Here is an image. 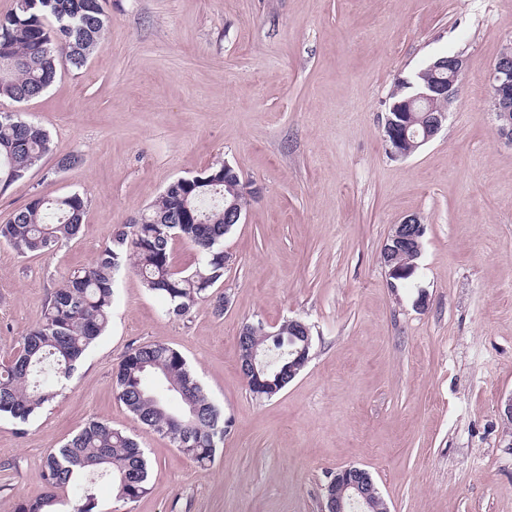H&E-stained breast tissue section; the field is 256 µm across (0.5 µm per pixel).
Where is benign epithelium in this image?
I'll return each mask as SVG.
<instances>
[{"instance_id":"7a95c632","label":"benign epithelium","mask_w":512,"mask_h":512,"mask_svg":"<svg viewBox=\"0 0 512 512\" xmlns=\"http://www.w3.org/2000/svg\"><path fill=\"white\" fill-rule=\"evenodd\" d=\"M431 68L438 77L426 86V90L388 107L390 112L424 113V122L418 128L410 121L396 122L391 116H386L384 139L388 143V155L394 160L408 158L401 150L403 143L408 142L417 149L432 141L442 129L451 105L458 98L459 82L464 68L462 57L448 55L433 63ZM490 89L491 111L495 114L497 134L499 138L512 144L511 53L504 52L498 57L490 76ZM423 234L424 224L415 215H408L401 223L393 225L383 247L389 276L398 279L414 273L416 264L404 266L395 263V258L406 252L420 256V238ZM289 324L296 333V336L289 338V342L296 339L302 341V348L290 350L294 358L288 364V380L292 381L309 360L311 336L308 326L302 320L291 319ZM243 371L247 379L255 382L260 381V375L266 372L258 359L256 348L248 350ZM334 478L345 483L346 488L351 490L350 499L346 501L342 496L331 495L328 497V504L322 506V512H349L351 508L358 509V512H371L376 507L377 489L368 471L353 465L347 466L336 471Z\"/></svg>"}]
</instances>
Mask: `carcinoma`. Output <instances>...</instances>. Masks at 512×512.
<instances>
[{"mask_svg": "<svg viewBox=\"0 0 512 512\" xmlns=\"http://www.w3.org/2000/svg\"><path fill=\"white\" fill-rule=\"evenodd\" d=\"M102 0H16V8L0 15V96L28 101L56 79L61 62L80 69L104 37ZM433 75L422 68L412 74L414 87L394 91L391 102L419 91ZM53 151L49 133L35 120L0 113V187L21 179ZM247 205L244 187L224 176V163L201 176L176 180L156 197L128 229L115 233L94 262L69 277L49 296L42 320L21 338L19 355L0 366V416L22 423L51 403L58 387L70 378L77 361L106 330L112 314L114 275L127 263L145 288L163 297L170 316L182 318L224 280V236L234 225L224 223V199ZM87 199L78 192L47 199L34 196L10 220L0 224V241L19 254L40 255L79 234ZM192 244L198 258L189 271L172 265V244ZM277 336H252L266 353L268 379L288 366V323ZM155 376L162 392L145 385ZM117 399L145 429L158 433L200 465L214 459L231 421L206 396L185 357L153 342L129 347L115 371ZM177 397L182 414L168 413L165 395ZM201 407L194 428L178 421L190 405ZM44 494L23 500L16 512H99L98 481L112 482L115 498L134 502L148 491L149 463L138 442L104 421L91 420L56 451L47 455L40 473ZM69 488L78 497L68 502Z\"/></svg>", "mask_w": 512, "mask_h": 512, "instance_id": "1", "label": "carcinoma"}]
</instances>
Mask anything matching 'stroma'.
Wrapping results in <instances>:
<instances>
[{
    "label": "stroma",
    "mask_w": 512,
    "mask_h": 512,
    "mask_svg": "<svg viewBox=\"0 0 512 512\" xmlns=\"http://www.w3.org/2000/svg\"><path fill=\"white\" fill-rule=\"evenodd\" d=\"M101 48L39 97H0L48 130L52 153L6 190L0 224L33 195L88 197L81 233L24 257L0 242V364L68 274L174 180L227 161L255 190L224 238L210 300L169 316L130 267L112 318L57 399L0 418V512L43 491L46 456L92 419L135 436L149 491L100 512H319L354 465L390 512H512V145L496 135L489 75L512 43V0H103ZM465 60L436 138L389 158L397 76ZM78 163L59 167L61 156ZM409 214L426 227L414 275L392 286L381 249ZM312 329L311 359L278 395L239 370L245 324ZM178 350L232 422L208 466L144 430L113 375L131 345Z\"/></svg>",
    "instance_id": "1"
}]
</instances>
